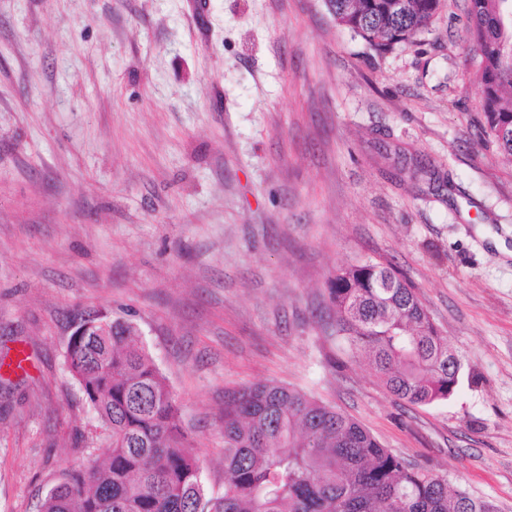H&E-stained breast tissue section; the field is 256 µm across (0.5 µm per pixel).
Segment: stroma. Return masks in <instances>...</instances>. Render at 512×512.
Here are the masks:
<instances>
[{
  "mask_svg": "<svg viewBox=\"0 0 512 512\" xmlns=\"http://www.w3.org/2000/svg\"><path fill=\"white\" fill-rule=\"evenodd\" d=\"M466 10L378 54L325 0H0V512L110 450L65 362L85 312L136 327L210 493L225 389L273 382L512 512V164ZM364 260L461 356L451 401L333 335L328 279Z\"/></svg>",
  "mask_w": 512,
  "mask_h": 512,
  "instance_id": "1",
  "label": "stroma"
}]
</instances>
